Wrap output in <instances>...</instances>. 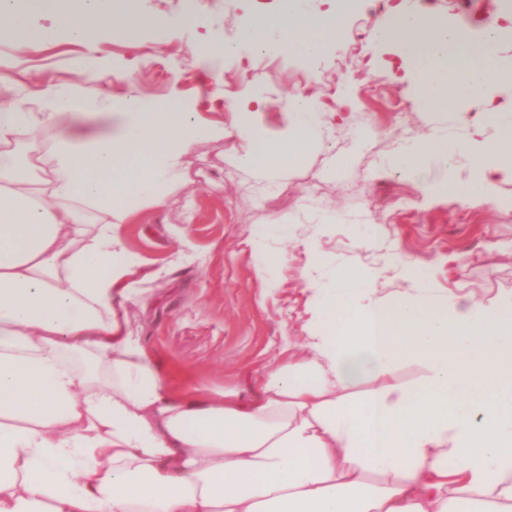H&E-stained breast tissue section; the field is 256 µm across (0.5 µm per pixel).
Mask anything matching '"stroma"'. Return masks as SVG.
Returning <instances> with one entry per match:
<instances>
[{"label": "stroma", "instance_id": "35a3bbf8", "mask_svg": "<svg viewBox=\"0 0 512 512\" xmlns=\"http://www.w3.org/2000/svg\"><path fill=\"white\" fill-rule=\"evenodd\" d=\"M512 0H399L436 13L465 37L500 24ZM276 0H139L142 12L184 19L163 44L105 38L98 54L138 58L125 83L102 73L87 86L105 97L117 85L141 96L177 98L181 111L224 130L198 142L182 177L160 201L139 200L124 226L141 295L125 303L135 335L156 355L164 374L189 378L208 393L248 392L265 368L300 352L311 318L308 276L334 288L340 273L374 274L379 296L394 300L410 288L406 268L420 267L433 299L458 297L486 305L512 296V181L494 187L495 203L440 192L449 168L428 163L406 174L388 158L401 146L442 135L468 139L469 107L427 112L403 70L392 68L395 47L376 51L374 30L387 0H362L349 27L315 60L285 55H235L222 67L199 64L190 48L198 35L233 39L245 19L274 10ZM82 45L61 38L36 48L0 41V65L19 83L0 89V112L36 97L48 83L76 81ZM268 100L242 117L249 87ZM297 96L313 98V146L278 173L240 167L249 149L241 135L249 121L261 138L277 141L296 130L287 110ZM351 157L340 167V157Z\"/></svg>", "mask_w": 512, "mask_h": 512}]
</instances>
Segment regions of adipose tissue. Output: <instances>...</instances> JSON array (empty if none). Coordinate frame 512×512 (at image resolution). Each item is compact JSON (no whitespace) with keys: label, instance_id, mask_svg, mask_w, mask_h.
<instances>
[{"label":"adipose tissue","instance_id":"obj_1","mask_svg":"<svg viewBox=\"0 0 512 512\" xmlns=\"http://www.w3.org/2000/svg\"><path fill=\"white\" fill-rule=\"evenodd\" d=\"M361 0L306 11L281 0L236 39L203 37L198 61L221 63L252 48L320 58ZM55 11L51 26L34 10ZM182 19L143 14L137 0H0V33L37 47L82 44L78 84L44 87L0 113V512H512V299L476 307L433 304L425 277L389 302L345 289L308 288L317 300L301 356L266 369L255 392L177 388L141 337L121 322L136 295L124 240L128 198L158 199L199 141L223 129L176 111L175 100L131 92L88 96L102 69L125 73L94 50L113 34L164 41ZM500 28L463 38L425 12L393 8L378 33L414 64L427 111H474L467 176L444 192L494 202L512 180V67L497 55ZM284 139L256 143L247 168L279 172L311 144L315 104ZM494 121L500 135L483 139ZM47 154L20 150L44 128ZM444 137L400 147L390 166H447ZM426 375L410 388L394 375L407 361Z\"/></svg>","mask_w":512,"mask_h":512}]
</instances>
